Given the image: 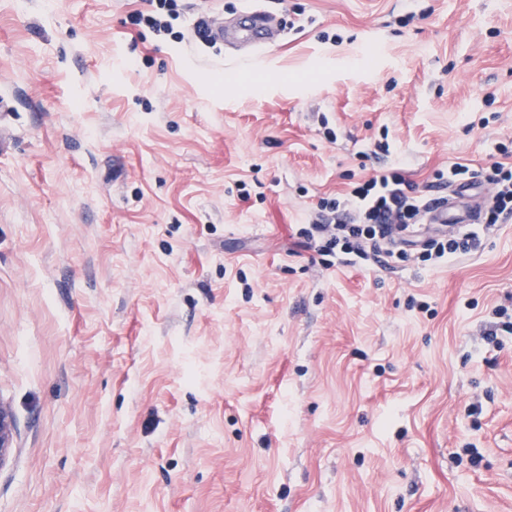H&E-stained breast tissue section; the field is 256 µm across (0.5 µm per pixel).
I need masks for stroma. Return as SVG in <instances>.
I'll list each match as a JSON object with an SVG mask.
<instances>
[{
    "mask_svg": "<svg viewBox=\"0 0 512 512\" xmlns=\"http://www.w3.org/2000/svg\"><path fill=\"white\" fill-rule=\"evenodd\" d=\"M263 62L191 37L239 10ZM0 0V512H512V222L326 265L320 198L512 142V0ZM154 4L156 2V11L153 14H144L139 12L135 17V24L140 25L141 23L152 27L157 32H172V24L165 19H177L180 15L178 11V4L176 0H149ZM225 27L231 31L234 42L252 58H259L261 53L276 43L271 18L260 9L243 12L238 19ZM15 441V429L9 408L0 402V466L10 456Z\"/></svg>",
    "mask_w": 512,
    "mask_h": 512,
    "instance_id": "obj_1",
    "label": "stroma"
}]
</instances>
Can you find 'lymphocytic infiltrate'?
I'll list each match as a JSON object with an SVG mask.
<instances>
[{
    "label": "lymphocytic infiltrate",
    "mask_w": 512,
    "mask_h": 512,
    "mask_svg": "<svg viewBox=\"0 0 512 512\" xmlns=\"http://www.w3.org/2000/svg\"><path fill=\"white\" fill-rule=\"evenodd\" d=\"M439 184L480 182L492 191L484 212L486 224L512 220V151L500 148L493 159L480 168L456 163L434 173ZM311 224L298 235L305 248L322 256H356L362 259L387 255L401 261L421 262L451 259L481 250L482 238L455 231L429 236L420 251L404 249L406 234L422 223L428 210L425 197L416 195L406 177L401 160L356 184L343 197L321 199Z\"/></svg>",
    "instance_id": "lymphocytic-infiltrate-1"
}]
</instances>
